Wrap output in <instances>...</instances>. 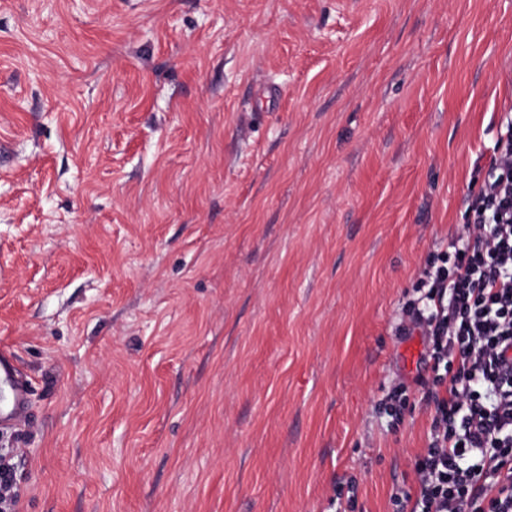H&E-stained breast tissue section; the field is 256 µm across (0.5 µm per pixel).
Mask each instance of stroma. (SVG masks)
Instances as JSON below:
<instances>
[{"mask_svg":"<svg viewBox=\"0 0 512 512\" xmlns=\"http://www.w3.org/2000/svg\"><path fill=\"white\" fill-rule=\"evenodd\" d=\"M510 110L512 0H0L19 512H394Z\"/></svg>","mask_w":512,"mask_h":512,"instance_id":"obj_1","label":"stroma"}]
</instances>
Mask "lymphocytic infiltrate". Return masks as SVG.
Returning a JSON list of instances; mask_svg holds the SVG:
<instances>
[{
    "label": "lymphocytic infiltrate",
    "instance_id": "lymphocytic-infiltrate-1",
    "mask_svg": "<svg viewBox=\"0 0 512 512\" xmlns=\"http://www.w3.org/2000/svg\"><path fill=\"white\" fill-rule=\"evenodd\" d=\"M474 224L449 241L447 265L423 272L401 334L429 342L433 405L428 446L416 455L417 492L398 490L410 512H512V113L504 115Z\"/></svg>",
    "mask_w": 512,
    "mask_h": 512
}]
</instances>
